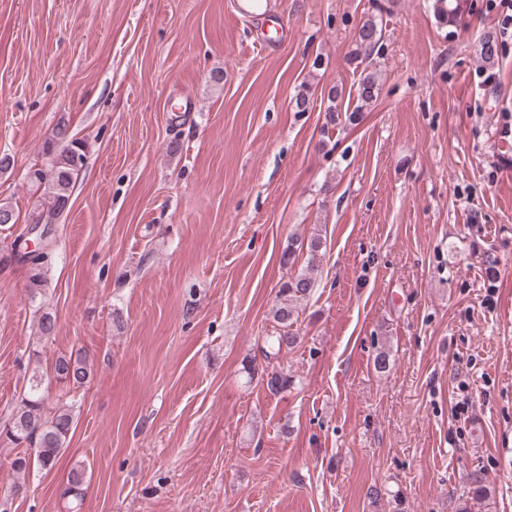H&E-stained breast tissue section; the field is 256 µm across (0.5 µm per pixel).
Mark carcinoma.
I'll use <instances>...</instances> for the list:
<instances>
[{"label": "carcinoma", "instance_id": "cac0c4a2", "mask_svg": "<svg viewBox=\"0 0 512 512\" xmlns=\"http://www.w3.org/2000/svg\"><path fill=\"white\" fill-rule=\"evenodd\" d=\"M439 18L450 26L460 25V5L440 4ZM383 32L375 18L366 19L360 26L355 40V58L365 61L377 53L382 47ZM480 56L489 66L498 60L497 39L490 33L483 36L480 43ZM379 83L375 73L366 74L359 82L358 105L349 114L347 121L353 122L358 112L379 97ZM341 90L334 86L329 90L330 105L326 108L323 131L328 134L341 124L342 117L337 113L336 100ZM41 153L45 163L33 169L29 174V182L36 189L43 191L48 204L35 209L28 217V223L38 224L42 221L59 220L69 202L74 183L80 168L77 160L85 157L86 144L76 138L68 122L61 120L54 127L51 136L44 141ZM323 241L319 236L311 237L306 246L298 247L296 242L289 241L282 253V263L294 266L296 253L306 252V266L297 273L288 276L279 288L278 304L274 311V321L278 328L270 336L271 346L276 353L290 351L299 343L300 336L294 330L298 321L296 306L309 297L314 287V272L321 261ZM53 252V243H48L41 253L24 260L29 265V282L31 291L46 285V269ZM92 373L91 365L85 354L78 352L60 355L53 367V377L60 386L59 399L67 398L71 389L85 384ZM43 378L39 372H33L29 379L27 391L23 394L18 406L11 414L10 421L0 429V436L6 437L11 443L25 445L26 450L19 453L13 460L12 467L18 474L26 473L31 461H36L41 469L50 472L57 465L65 452L74 418L70 407L60 404L51 415L44 413L42 393ZM84 472L78 469L71 471L68 479L67 493L76 500H83Z\"/></svg>", "mask_w": 512, "mask_h": 512}]
</instances>
